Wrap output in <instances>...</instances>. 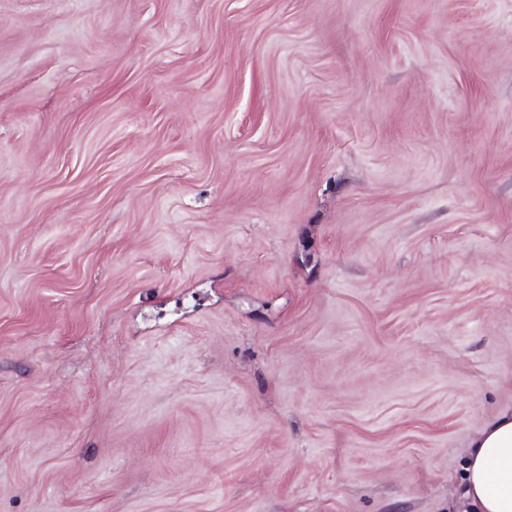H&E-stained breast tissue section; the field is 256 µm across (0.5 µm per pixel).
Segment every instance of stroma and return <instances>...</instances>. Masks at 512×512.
Instances as JSON below:
<instances>
[{
	"instance_id": "35a3bbf8",
	"label": "stroma",
	"mask_w": 512,
	"mask_h": 512,
	"mask_svg": "<svg viewBox=\"0 0 512 512\" xmlns=\"http://www.w3.org/2000/svg\"><path fill=\"white\" fill-rule=\"evenodd\" d=\"M512 409V0H0V512H449Z\"/></svg>"
}]
</instances>
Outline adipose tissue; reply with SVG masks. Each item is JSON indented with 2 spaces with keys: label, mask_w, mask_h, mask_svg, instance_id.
Returning <instances> with one entry per match:
<instances>
[{
  "label": "adipose tissue",
  "mask_w": 512,
  "mask_h": 512,
  "mask_svg": "<svg viewBox=\"0 0 512 512\" xmlns=\"http://www.w3.org/2000/svg\"><path fill=\"white\" fill-rule=\"evenodd\" d=\"M460 505L463 512H512V410L471 440Z\"/></svg>",
  "instance_id": "ef3b65f1"
}]
</instances>
